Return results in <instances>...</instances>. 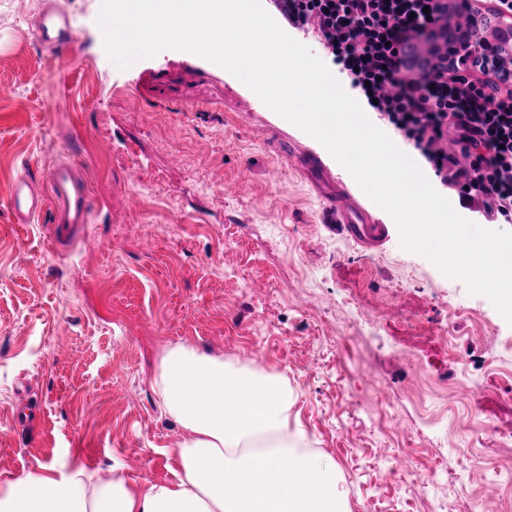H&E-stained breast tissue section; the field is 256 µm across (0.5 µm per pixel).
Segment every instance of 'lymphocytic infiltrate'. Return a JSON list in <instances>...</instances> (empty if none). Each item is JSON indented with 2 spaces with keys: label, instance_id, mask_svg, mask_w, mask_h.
I'll use <instances>...</instances> for the list:
<instances>
[{
  "label": "lymphocytic infiltrate",
  "instance_id": "obj_1",
  "mask_svg": "<svg viewBox=\"0 0 512 512\" xmlns=\"http://www.w3.org/2000/svg\"><path fill=\"white\" fill-rule=\"evenodd\" d=\"M294 28H311L351 86L411 142L442 183L480 197L492 223L512 222V81L447 69L412 71L405 43L443 38L447 0H274ZM461 150L448 152L449 142Z\"/></svg>",
  "mask_w": 512,
  "mask_h": 512
}]
</instances>
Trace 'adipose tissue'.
<instances>
[{
    "mask_svg": "<svg viewBox=\"0 0 512 512\" xmlns=\"http://www.w3.org/2000/svg\"><path fill=\"white\" fill-rule=\"evenodd\" d=\"M153 389L185 432L175 480L142 486L117 466L104 476L40 462L0 484V512H347L335 467L291 417L284 377L178 344Z\"/></svg>",
    "mask_w": 512,
    "mask_h": 512,
    "instance_id": "obj_1",
    "label": "adipose tissue"
}]
</instances>
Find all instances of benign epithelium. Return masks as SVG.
<instances>
[{"label": "benign epithelium", "instance_id": "7a95c632", "mask_svg": "<svg viewBox=\"0 0 512 512\" xmlns=\"http://www.w3.org/2000/svg\"><path fill=\"white\" fill-rule=\"evenodd\" d=\"M506 51L512 52V22L493 15L473 20L468 30H448V43L443 49L451 67L460 66L468 72L480 67L507 78L512 72L498 64L499 55Z\"/></svg>", "mask_w": 512, "mask_h": 512}]
</instances>
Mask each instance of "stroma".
<instances>
[{
    "mask_svg": "<svg viewBox=\"0 0 512 512\" xmlns=\"http://www.w3.org/2000/svg\"><path fill=\"white\" fill-rule=\"evenodd\" d=\"M39 2L0 0V482L40 461L172 479L184 432L152 380L184 343L287 377L349 512H512V324L399 235L372 258L331 235L275 148L315 139L233 74L173 49L119 69L101 0H55L75 40L48 53ZM64 152L93 225L10 223L13 178Z\"/></svg>",
    "mask_w": 512,
    "mask_h": 512,
    "instance_id": "1",
    "label": "stroma"
}]
</instances>
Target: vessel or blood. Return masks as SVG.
<instances>
[{
    "label": "vessel or blood",
    "instance_id": "b4317fda",
    "mask_svg": "<svg viewBox=\"0 0 512 512\" xmlns=\"http://www.w3.org/2000/svg\"><path fill=\"white\" fill-rule=\"evenodd\" d=\"M31 33L36 42L52 51L74 39L69 18L47 4L42 5ZM279 153L321 198V222L328 231L351 241L365 253L384 248L390 238L389 225L380 223L335 177L319 153L294 139L280 143ZM6 207L12 223L45 222L61 232L93 221L89 184L82 165L72 157L56 160L37 179L29 171L20 172L11 183Z\"/></svg>",
    "mask_w": 512,
    "mask_h": 512
}]
</instances>
